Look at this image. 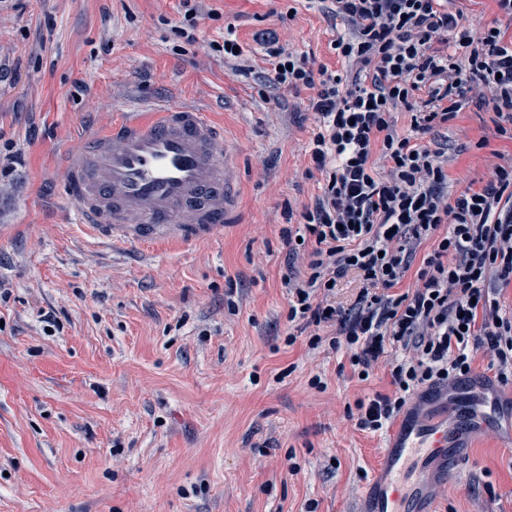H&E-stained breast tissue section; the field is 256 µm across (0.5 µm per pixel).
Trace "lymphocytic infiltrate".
<instances>
[{
	"mask_svg": "<svg viewBox=\"0 0 512 512\" xmlns=\"http://www.w3.org/2000/svg\"><path fill=\"white\" fill-rule=\"evenodd\" d=\"M344 35L331 48L339 70L263 39L269 81L310 91L318 130L313 168L324 177L297 227L281 234L306 270L289 267L288 320L310 328L308 345L346 348L354 373L370 374L387 347L393 394L356 403L357 426L377 432L418 393L470 375L489 354L500 385L512 384V314L498 297L512 286V154H499L481 188L452 194L448 154L422 138L467 104L491 110L512 140V38L476 26L448 0H331ZM410 116L401 132L395 113ZM431 251L419 255L423 243ZM356 274L350 309L334 285ZM415 282L397 287L407 275ZM335 328L323 338L318 327Z\"/></svg>",
	"mask_w": 512,
	"mask_h": 512,
	"instance_id": "1",
	"label": "lymphocytic infiltrate"
}]
</instances>
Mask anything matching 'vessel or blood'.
Segmentation results:
<instances>
[{"instance_id":"b4317fda","label":"vessel or blood","mask_w":512,"mask_h":512,"mask_svg":"<svg viewBox=\"0 0 512 512\" xmlns=\"http://www.w3.org/2000/svg\"><path fill=\"white\" fill-rule=\"evenodd\" d=\"M58 166L86 233L129 252L211 239L241 214L238 149L194 106L129 107L112 128L64 151ZM511 400L492 376L477 373L432 398L447 416L398 417L365 512H436L431 481L453 484L479 436L496 429L502 445L512 444V427L495 415Z\"/></svg>"}]
</instances>
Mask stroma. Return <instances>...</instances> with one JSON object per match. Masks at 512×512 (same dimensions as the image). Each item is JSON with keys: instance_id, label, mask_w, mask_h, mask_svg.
Wrapping results in <instances>:
<instances>
[{"instance_id": "35a3bbf8", "label": "stroma", "mask_w": 512, "mask_h": 512, "mask_svg": "<svg viewBox=\"0 0 512 512\" xmlns=\"http://www.w3.org/2000/svg\"><path fill=\"white\" fill-rule=\"evenodd\" d=\"M195 45L179 0H0V512H360L383 432L348 418L392 390L344 349L289 325L285 207L319 192L308 93L263 103L210 42L233 26L265 69L275 32L338 67L343 34L321 0H212ZM196 104L237 144L243 215L211 240L130 255L94 243L58 190L57 158L108 129L129 99ZM495 114L469 106L424 138L447 144L452 192L511 153ZM56 326L46 323V316ZM295 344H287L289 334ZM321 386H313V378ZM437 512H512V450L480 439Z\"/></svg>"}]
</instances>
